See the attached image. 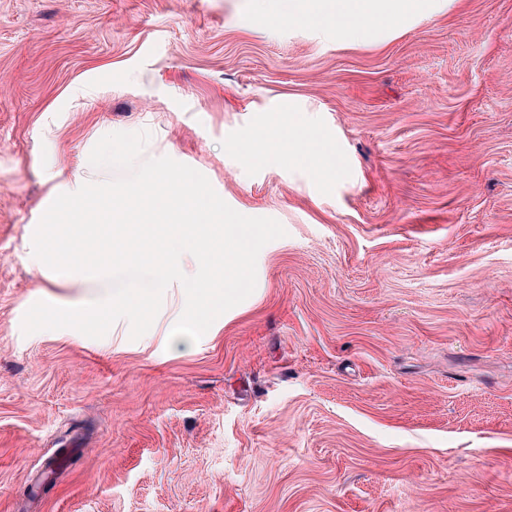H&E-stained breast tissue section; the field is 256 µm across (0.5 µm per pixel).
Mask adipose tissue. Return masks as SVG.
Masks as SVG:
<instances>
[{
	"instance_id": "adipose-tissue-1",
	"label": "adipose tissue",
	"mask_w": 512,
	"mask_h": 512,
	"mask_svg": "<svg viewBox=\"0 0 512 512\" xmlns=\"http://www.w3.org/2000/svg\"><path fill=\"white\" fill-rule=\"evenodd\" d=\"M344 44L374 39L388 29L424 20L449 7L448 0H258Z\"/></svg>"
}]
</instances>
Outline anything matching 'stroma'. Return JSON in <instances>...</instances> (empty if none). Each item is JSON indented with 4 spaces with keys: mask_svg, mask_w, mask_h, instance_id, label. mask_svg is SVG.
I'll list each match as a JSON object with an SVG mask.
<instances>
[{
    "mask_svg": "<svg viewBox=\"0 0 512 512\" xmlns=\"http://www.w3.org/2000/svg\"><path fill=\"white\" fill-rule=\"evenodd\" d=\"M143 130L282 224L253 293L187 348L178 287L135 340L24 333L82 293L33 255L53 192ZM0 512H512V0L359 45L255 0H0Z\"/></svg>",
    "mask_w": 512,
    "mask_h": 512,
    "instance_id": "stroma-1",
    "label": "stroma"
}]
</instances>
